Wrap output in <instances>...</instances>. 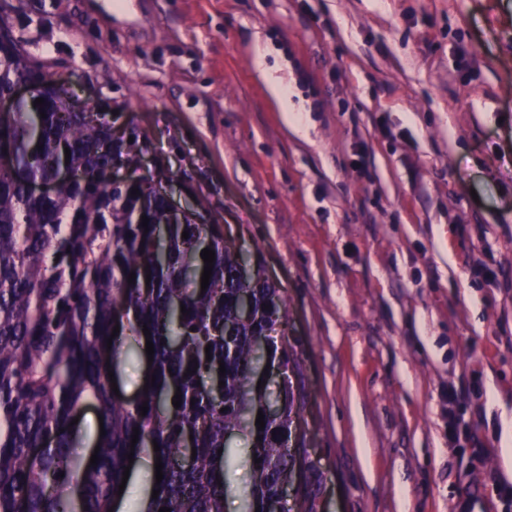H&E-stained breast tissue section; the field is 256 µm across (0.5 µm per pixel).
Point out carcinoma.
Segmentation results:
<instances>
[{"label": "carcinoma", "instance_id": "obj_1", "mask_svg": "<svg viewBox=\"0 0 512 512\" xmlns=\"http://www.w3.org/2000/svg\"><path fill=\"white\" fill-rule=\"evenodd\" d=\"M22 79L32 83L31 99L0 116V153L14 162L0 169V512H109L131 452L159 456L163 465V479L153 485L159 494L145 512H224L235 463L226 447L231 430L251 442L253 477L241 512H267L295 479L296 512H316L320 474L300 452L313 437L303 431L299 447H288L305 390L280 386L279 410L271 413L266 388H257L261 360L300 374L293 351L275 343L269 353L257 348L284 319L278 289L259 263L243 274L236 244L221 225L198 223L197 209L172 222L158 189L136 179L98 184L101 170L135 166L138 147L122 152L105 118L68 107L66 93L0 23V95ZM38 98L44 104L35 107ZM66 168L85 177L58 180ZM34 181L57 183L55 194L30 195ZM205 248L215 251V261L203 290ZM242 292L254 308L245 321L238 312ZM145 327L155 382L127 403L113 395L108 371L124 353L125 334L143 340ZM89 405L98 408L105 431L94 465L70 453V423ZM260 411L262 430L255 425ZM192 450L195 459L186 465Z\"/></svg>", "mask_w": 512, "mask_h": 512}]
</instances>
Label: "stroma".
I'll list each match as a JSON object with an SVG mask.
<instances>
[{
  "label": "stroma",
  "instance_id": "1",
  "mask_svg": "<svg viewBox=\"0 0 512 512\" xmlns=\"http://www.w3.org/2000/svg\"><path fill=\"white\" fill-rule=\"evenodd\" d=\"M0 22L278 288L318 512H512V0H0Z\"/></svg>",
  "mask_w": 512,
  "mask_h": 512
}]
</instances>
